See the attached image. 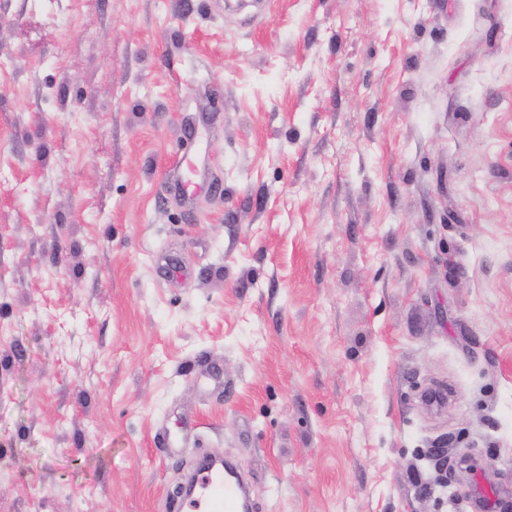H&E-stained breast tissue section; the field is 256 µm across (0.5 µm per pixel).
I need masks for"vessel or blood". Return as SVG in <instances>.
<instances>
[{"mask_svg": "<svg viewBox=\"0 0 512 512\" xmlns=\"http://www.w3.org/2000/svg\"><path fill=\"white\" fill-rule=\"evenodd\" d=\"M177 168L182 175L183 194L192 196L200 186L201 177L196 157L181 156ZM191 488L197 493L191 504L198 512H250L247 487L230 464L217 460L210 462L192 478Z\"/></svg>", "mask_w": 512, "mask_h": 512, "instance_id": "vessel-or-blood-1", "label": "vessel or blood"}]
</instances>
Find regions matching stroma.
Returning <instances> with one entry per match:
<instances>
[{
	"label": "stroma",
	"instance_id": "stroma-1",
	"mask_svg": "<svg viewBox=\"0 0 512 512\" xmlns=\"http://www.w3.org/2000/svg\"><path fill=\"white\" fill-rule=\"evenodd\" d=\"M206 457L254 512H512V0H0V512ZM177 169L180 170L181 190L185 196H192L200 186V172L197 158L190 155H182L177 162ZM205 182V178H203Z\"/></svg>",
	"mask_w": 512,
	"mask_h": 512
}]
</instances>
